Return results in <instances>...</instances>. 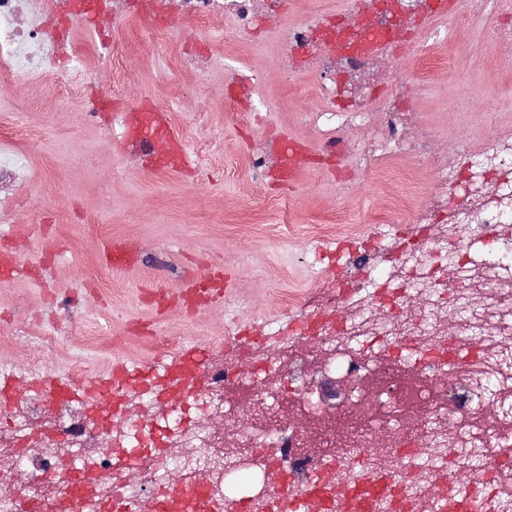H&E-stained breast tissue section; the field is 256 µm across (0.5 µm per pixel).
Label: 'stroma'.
<instances>
[{
    "label": "stroma",
    "mask_w": 512,
    "mask_h": 512,
    "mask_svg": "<svg viewBox=\"0 0 512 512\" xmlns=\"http://www.w3.org/2000/svg\"><path fill=\"white\" fill-rule=\"evenodd\" d=\"M458 16L439 48L447 69L414 80L417 118L443 144L482 137L484 112L495 114L498 126L512 127V44L489 53L488 11L468 7ZM125 29L135 77L128 95L162 108L196 158L179 171L154 168L125 148V130L111 115L77 116L67 100L39 85L0 86V134L40 132L37 142L15 149L31 182L0 203L11 213L0 220V243L14 246L25 267L0 287V323L22 334L13 346L0 347V368L27 365L41 329L56 323L82 327L85 335L42 350V370L50 375L78 365L95 376L117 359L151 361V334L159 330L191 328L188 347L215 342L226 325L223 304L193 317L174 308L161 314L145 294L178 288L180 276L211 267L224 268L231 288L245 298L241 323L278 318L289 294L317 306L331 259L313 245L314 231L364 224L381 211L382 198L367 177L352 179L347 196L340 195L335 173L312 164L285 184L257 179L252 149L269 132L313 152L323 136L306 95L317 76L302 71L282 82L276 38L253 51L214 31L224 50L196 75L180 62V44L200 36L186 19L172 21L169 45L158 50H147L153 36L138 18L129 17ZM244 66L267 74L263 119L252 125L224 96L228 71ZM88 217L105 225V233H86ZM119 243L133 248L135 260L101 274L104 248Z\"/></svg>",
    "instance_id": "obj_1"
}]
</instances>
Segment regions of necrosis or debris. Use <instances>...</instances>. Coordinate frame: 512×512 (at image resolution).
Returning a JSON list of instances; mask_svg holds the SVG:
<instances>
[{"label":"necrosis or debris","mask_w":512,"mask_h":512,"mask_svg":"<svg viewBox=\"0 0 512 512\" xmlns=\"http://www.w3.org/2000/svg\"><path fill=\"white\" fill-rule=\"evenodd\" d=\"M205 28L232 19L253 40L284 0H180ZM137 14L157 39L167 0H0V85L40 77L79 114L143 112L140 101L72 76L75 25ZM435 0H372L359 21L314 16L283 24L279 71L308 68L323 153L361 176L408 158L428 176L412 201H388L380 224L433 231L390 248L375 230L352 234L343 273L323 281L325 308L291 332L264 321L256 338L209 354L193 392L171 396L153 380L99 412L46 387H29L0 418V512H289L319 473L321 512H512V486L490 473L461 479L462 460L512 445V132L462 138L439 152L433 129L406 98L413 71L405 36L438 16ZM359 129L361 137L349 138ZM458 306L465 318L449 322ZM258 360L256 372L241 364ZM349 383L341 405L314 383ZM182 486L169 494L171 486Z\"/></svg>","instance_id":"obj_1"}]
</instances>
